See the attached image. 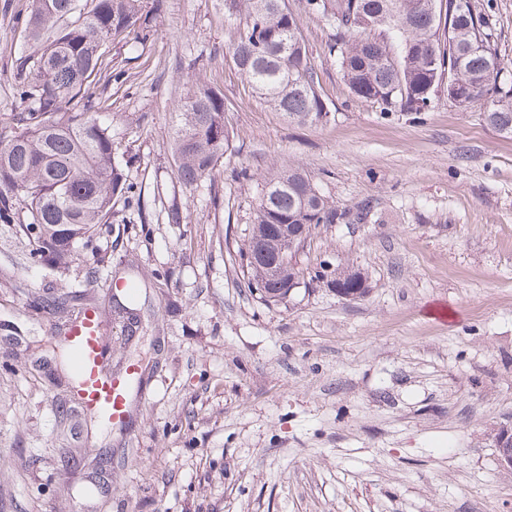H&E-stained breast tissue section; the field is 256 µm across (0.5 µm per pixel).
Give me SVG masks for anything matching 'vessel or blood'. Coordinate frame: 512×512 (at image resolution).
<instances>
[{
    "instance_id": "1",
    "label": "vessel or blood",
    "mask_w": 512,
    "mask_h": 512,
    "mask_svg": "<svg viewBox=\"0 0 512 512\" xmlns=\"http://www.w3.org/2000/svg\"><path fill=\"white\" fill-rule=\"evenodd\" d=\"M72 361L79 379L75 399L87 411H96L118 423L125 417L123 397L125 383L106 377L103 353L107 339L94 312H87L72 330Z\"/></svg>"
}]
</instances>
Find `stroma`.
<instances>
[{
    "label": "stroma",
    "mask_w": 512,
    "mask_h": 512,
    "mask_svg": "<svg viewBox=\"0 0 512 512\" xmlns=\"http://www.w3.org/2000/svg\"><path fill=\"white\" fill-rule=\"evenodd\" d=\"M512 78V0H477ZM330 114L283 118L232 62L224 0H161L157 33L113 41L117 162L141 206L116 200L65 275L0 224V512H512L493 446L512 422V138L447 99L421 114L345 85L333 31L286 0ZM0 0V117L43 43ZM199 75L224 95L231 145L183 187L171 114ZM300 167L364 224H322L297 256L312 272L285 300L249 288L239 250L270 171ZM248 169L251 180L239 179ZM179 223H172L171 208ZM361 271L337 297L318 271ZM139 286L138 327L112 304ZM98 301L107 367L145 375L133 421L92 425L51 345L71 293Z\"/></svg>",
    "instance_id": "obj_1"
}]
</instances>
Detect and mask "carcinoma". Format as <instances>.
<instances>
[{"mask_svg": "<svg viewBox=\"0 0 512 512\" xmlns=\"http://www.w3.org/2000/svg\"><path fill=\"white\" fill-rule=\"evenodd\" d=\"M94 5L60 29L16 86L21 109L0 121V222L37 242V256L61 267L112 217L113 201L138 203L133 186L114 162L111 126L91 86L112 81L105 63L112 35L155 32V7L144 0H92ZM74 0H32L25 30L32 38L57 26ZM307 13L334 31L329 54L353 95L401 112H423L438 81L466 86L456 107L484 101L483 119L512 136V81L491 75L499 58L489 18L474 0H305ZM224 13L242 23L231 59L259 97L292 120L318 123L330 110L318 91L309 51L286 0H224ZM80 109L70 106L74 100ZM173 156L185 187L211 177L230 146L224 96L199 79L191 82L173 117ZM370 209L341 210L302 168L264 178L255 222L240 256L250 285L265 269L248 262L258 239L269 253L280 248L270 224H364ZM361 272L336 267L327 284L360 297Z\"/></svg>", "mask_w": 512, "mask_h": 512, "instance_id": "carcinoma-1", "label": "carcinoma"}]
</instances>
